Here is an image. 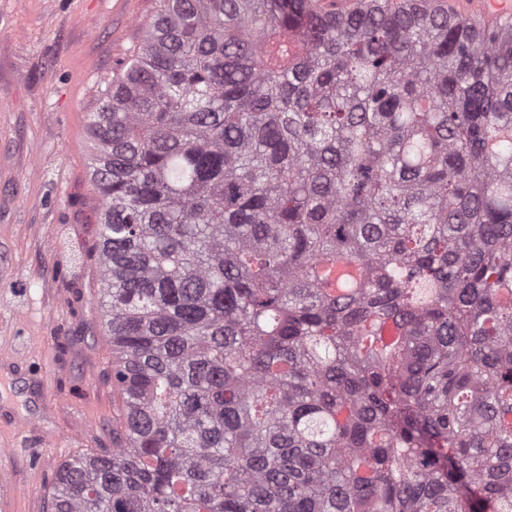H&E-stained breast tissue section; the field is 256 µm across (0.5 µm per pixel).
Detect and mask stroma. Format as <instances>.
<instances>
[{"label":"stroma","mask_w":512,"mask_h":512,"mask_svg":"<svg viewBox=\"0 0 512 512\" xmlns=\"http://www.w3.org/2000/svg\"><path fill=\"white\" fill-rule=\"evenodd\" d=\"M157 6L0 0V469L16 489L8 512H50L56 466L112 444L86 117L90 89L138 43ZM20 419L27 445L16 449Z\"/></svg>","instance_id":"35a3bbf8"}]
</instances>
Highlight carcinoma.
Masks as SVG:
<instances>
[{
	"label": "carcinoma",
	"mask_w": 512,
	"mask_h": 512,
	"mask_svg": "<svg viewBox=\"0 0 512 512\" xmlns=\"http://www.w3.org/2000/svg\"><path fill=\"white\" fill-rule=\"evenodd\" d=\"M159 0L87 114L112 447L51 512H512V25Z\"/></svg>",
	"instance_id": "1"
}]
</instances>
